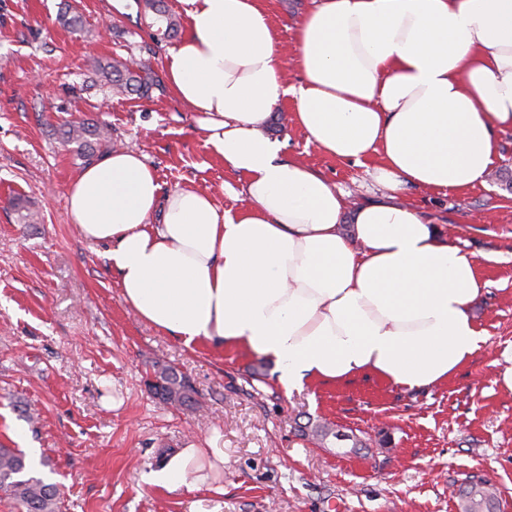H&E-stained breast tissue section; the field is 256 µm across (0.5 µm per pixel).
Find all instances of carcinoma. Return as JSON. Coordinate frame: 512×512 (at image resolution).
Wrapping results in <instances>:
<instances>
[{"label": "carcinoma", "instance_id": "1", "mask_svg": "<svg viewBox=\"0 0 512 512\" xmlns=\"http://www.w3.org/2000/svg\"><path fill=\"white\" fill-rule=\"evenodd\" d=\"M146 5L166 22V34L177 31V24L169 15L164 0H146ZM87 69L121 94L147 97L152 90L161 88L158 76L148 67L135 62L130 64L97 57L88 60ZM60 134L66 142L77 145L78 156L86 161L112 144L107 127L91 118L64 123ZM148 387L165 403L180 407L198 405L192 386L172 368L164 367L156 372L154 378L148 381ZM0 492L19 505L22 512H59L58 486L33 475L25 455L18 450L0 448ZM456 498L459 512H499L496 489L478 474L466 477L458 488Z\"/></svg>", "mask_w": 512, "mask_h": 512}]
</instances>
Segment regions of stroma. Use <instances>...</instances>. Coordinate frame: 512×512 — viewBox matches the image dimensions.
<instances>
[{
    "label": "stroma",
    "instance_id": "1",
    "mask_svg": "<svg viewBox=\"0 0 512 512\" xmlns=\"http://www.w3.org/2000/svg\"><path fill=\"white\" fill-rule=\"evenodd\" d=\"M293 46L314 0H261ZM178 33L163 36L143 0H0V448L49 459L59 512H458L451 486L479 473L512 512V391L497 380L512 353V130L495 136L497 176L464 190H414L405 203L474 253L484 289L472 313L485 336L471 361L423 390L374 376L285 391L272 361L238 349L189 348L139 319L122 300L106 245L85 241L67 209L83 168L57 127L83 112L105 121L113 150L132 149L162 193L194 186L221 210L246 199L197 113L170 88L112 96L88 73L90 56L134 59L164 74L188 32L182 0H166ZM78 12L84 28L57 21ZM283 158L304 161L367 201L366 167L307 142L293 121L269 117ZM38 211L20 223L9 200ZM167 365L187 377L198 407L166 404L146 381ZM329 422L345 440L319 443ZM224 444V472L198 491L151 486L166 454ZM365 443L351 453V438Z\"/></svg>",
    "mask_w": 512,
    "mask_h": 512
}]
</instances>
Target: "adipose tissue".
I'll return each instance as SVG.
<instances>
[{
  "mask_svg": "<svg viewBox=\"0 0 512 512\" xmlns=\"http://www.w3.org/2000/svg\"><path fill=\"white\" fill-rule=\"evenodd\" d=\"M184 2L167 82L203 113L247 204L223 212L193 187L160 197L131 149L86 166L69 215L107 245L124 303L185 346L273 361L289 391L366 373L408 389L447 380L483 339L477 259L403 197L481 185L494 168V134L512 129V0H317L296 26V85L260 0ZM289 97L326 155L378 158L377 200L348 209L334 183L280 159L264 126ZM223 465L219 446L184 448L151 482L193 490Z\"/></svg>",
  "mask_w": 512,
  "mask_h": 512,
  "instance_id": "1",
  "label": "adipose tissue"
}]
</instances>
